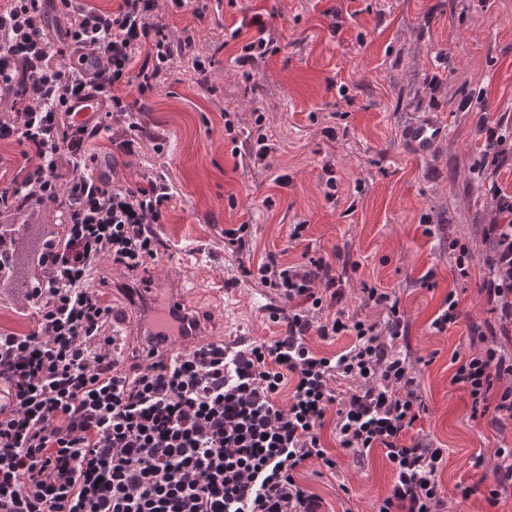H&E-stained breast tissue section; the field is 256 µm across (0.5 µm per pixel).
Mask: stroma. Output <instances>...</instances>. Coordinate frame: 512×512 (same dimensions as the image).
<instances>
[{
    "label": "stroma",
    "mask_w": 512,
    "mask_h": 512,
    "mask_svg": "<svg viewBox=\"0 0 512 512\" xmlns=\"http://www.w3.org/2000/svg\"><path fill=\"white\" fill-rule=\"evenodd\" d=\"M167 21L175 36L194 27L193 53L212 62L207 84L197 83L190 63L173 64L147 96L127 88L133 117H112L113 127H131L138 152L116 151L104 134L86 144L100 171L114 168L141 183L161 173L174 191L162 226L174 249L135 274L107 272L99 288L113 311L132 312L116 283L163 280L181 266L183 288L212 338L268 339L279 333L269 315L280 299L242 276V267L257 268L272 255L291 264L307 251L332 263L345 253L351 314L380 318L362 304L366 284L400 301L408 330L399 347L410 355L428 406L409 435L446 448L441 483L449 512H512L510 496L492 507L483 496L458 495L459 486L490 478V466L474 468L473 458L512 447V429L471 420L464 390L450 383L454 353L469 349L467 327L439 336L430 329L451 291L467 318L488 317L480 288L495 202L473 170L485 139L481 117L512 122V0H210L203 19L171 12ZM261 32L277 41L279 53L240 67L241 42ZM228 110L234 144L224 132ZM256 111L275 145L264 166L249 160ZM337 111L345 120H333ZM428 118L443 123L446 134L420 158L404 133ZM330 125L337 129L332 138L323 133ZM331 177L334 204L323 193ZM241 224L251 225L252 240L239 256L224 231ZM295 224L307 233L292 245ZM452 238L474 252L469 277L459 275L448 252ZM427 273L432 285L425 288L420 279ZM136 328L130 317L114 356L130 359ZM324 439L336 474L307 478L323 512H373L392 483L383 449L359 466L332 432Z\"/></svg>",
    "instance_id": "35a3bbf8"
}]
</instances>
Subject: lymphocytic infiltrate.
<instances>
[{
    "instance_id": "1",
    "label": "lymphocytic infiltrate",
    "mask_w": 512,
    "mask_h": 512,
    "mask_svg": "<svg viewBox=\"0 0 512 512\" xmlns=\"http://www.w3.org/2000/svg\"><path fill=\"white\" fill-rule=\"evenodd\" d=\"M53 2L0 0V141L35 160L22 180L0 188V271L12 260L8 224L16 213L35 204L60 212V231L43 243L26 296L32 328L0 331V512H321L322 497L304 479L312 466L336 468L322 439L328 423L356 463L384 450L394 480L377 512H444L443 449L405 438L427 407L398 346L407 329L399 301L366 287L364 306L385 319L350 316L342 280L324 259L272 258L258 267L257 280L283 301L270 315L279 336L205 341L171 354L160 333L151 363L111 356V309L94 276L106 258L134 272L168 253L159 227L173 192L162 174L143 185L95 171L85 144L112 113L132 112L126 87L153 92L175 60L191 58L206 81L205 59L191 54L193 35L172 38L162 5L198 19L208 5L121 0L105 10L61 0L67 27L55 44L46 32ZM55 56L63 67L51 65ZM88 91L105 108L79 127L68 102ZM482 131L474 172L496 217L486 228L492 251L481 291L501 336H511L512 193L496 176L512 160V125L500 120ZM63 154L65 177L57 167ZM462 318L451 293L430 328L440 335ZM466 326L481 348L454 356L451 382L467 391L472 417L504 428L512 422V350L482 325ZM343 335L354 342L337 353L310 344ZM492 475L488 488L462 487V499L482 491L492 503L512 492V448L496 449Z\"/></svg>"
}]
</instances>
